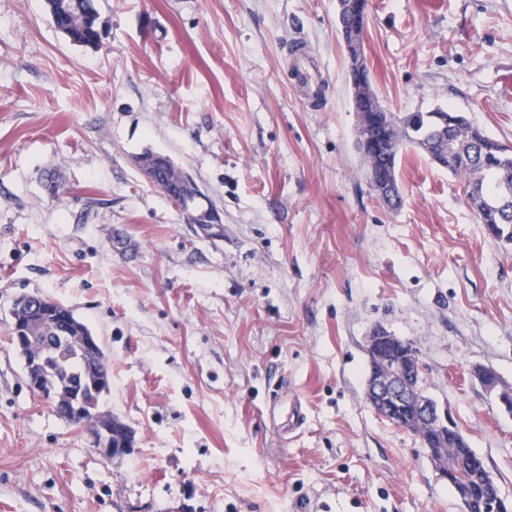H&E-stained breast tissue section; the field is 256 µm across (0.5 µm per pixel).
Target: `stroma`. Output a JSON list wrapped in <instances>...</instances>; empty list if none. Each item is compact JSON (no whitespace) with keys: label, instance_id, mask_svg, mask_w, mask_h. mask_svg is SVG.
Masks as SVG:
<instances>
[{"label":"stroma","instance_id":"1","mask_svg":"<svg viewBox=\"0 0 512 512\" xmlns=\"http://www.w3.org/2000/svg\"><path fill=\"white\" fill-rule=\"evenodd\" d=\"M97 4L87 49L44 0H0V512H461L419 438L365 399L379 326L412 343L512 502V414L473 376L512 387V245L414 149L399 209L370 189L336 0ZM364 56L388 111L448 107L512 147V0H369ZM146 151L193 176L223 237L185 223L136 166ZM23 294L99 338L126 455H96L29 387L9 338ZM297 403L307 422L283 432ZM294 48H295L296 53H298L300 56H302L305 60L307 59V57H306V52L308 49L307 45H304L303 42L296 41ZM306 64L309 68H311V70H307L306 68H304V70L300 69L299 81L301 83H303V84H301V83L300 84L306 91V93L309 97V100L318 99L314 95L315 88L319 87V83L317 82V70L314 69V64L312 62L306 60Z\"/></svg>","mask_w":512,"mask_h":512}]
</instances>
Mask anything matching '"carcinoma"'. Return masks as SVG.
Here are the masks:
<instances>
[{
  "label": "carcinoma",
  "instance_id": "cac0c4a2",
  "mask_svg": "<svg viewBox=\"0 0 512 512\" xmlns=\"http://www.w3.org/2000/svg\"><path fill=\"white\" fill-rule=\"evenodd\" d=\"M53 5L48 15L56 31L82 47L98 46V31L92 25L84 30L78 29L74 34L68 32L73 27L71 20L78 13L99 17L95 0H53ZM339 30L350 62V83L355 88L352 97L354 110L366 114L357 126L356 137V148L364 164V179L372 186L374 180L383 178L393 188L392 195H381L382 203L390 208L400 206L397 160L400 151L410 147L426 155L438 167L448 170L461 181L464 189L476 184L484 188L482 204L472 199L468 203L485 228H496V238L511 245L512 150L473 126L463 115L457 124L448 127L446 134L435 135L433 114L444 111L442 107L403 116L387 111L373 89L365 61L358 60L364 56L365 17L344 18ZM86 328L87 325L78 317L69 328L47 320L35 326L36 339L30 353L39 354L46 346L55 345V373L50 375V381L62 404L70 401L74 382L89 385L102 375L110 376L106 356L99 357L82 348L80 336ZM387 420L421 438L431 432L424 421L407 422L398 416H389ZM444 451L448 466L459 475L458 487L483 489L484 498L477 499L469 512H485V499L498 495L499 487L486 467L473 464L476 451L469 438L459 429L452 432Z\"/></svg>",
  "mask_w": 512,
  "mask_h": 512
}]
</instances>
